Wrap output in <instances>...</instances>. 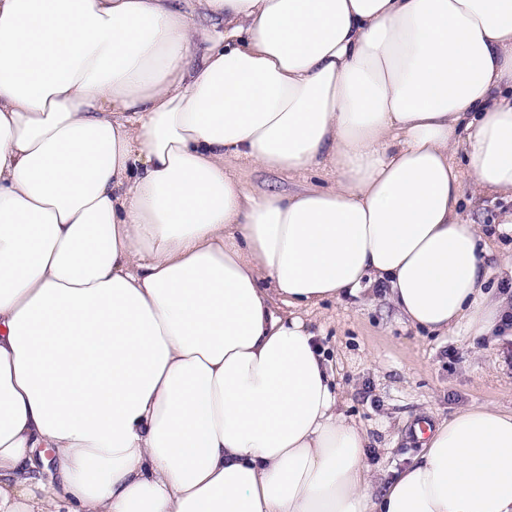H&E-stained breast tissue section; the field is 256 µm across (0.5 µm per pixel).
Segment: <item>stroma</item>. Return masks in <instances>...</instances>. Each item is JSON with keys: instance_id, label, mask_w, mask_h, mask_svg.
<instances>
[{"instance_id": "stroma-1", "label": "stroma", "mask_w": 512, "mask_h": 512, "mask_svg": "<svg viewBox=\"0 0 512 512\" xmlns=\"http://www.w3.org/2000/svg\"><path fill=\"white\" fill-rule=\"evenodd\" d=\"M236 174L257 191H297L329 185L320 171L288 175L242 167ZM309 318L323 328L346 413L370 436L368 465L403 469L420 452L417 421L449 418L470 404L512 409V338L463 329L436 336L404 322L387 302L346 297L325 301Z\"/></svg>"}]
</instances>
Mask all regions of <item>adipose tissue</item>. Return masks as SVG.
Segmentation results:
<instances>
[{
	"label": "adipose tissue",
	"instance_id": "ef3b65f1",
	"mask_svg": "<svg viewBox=\"0 0 512 512\" xmlns=\"http://www.w3.org/2000/svg\"><path fill=\"white\" fill-rule=\"evenodd\" d=\"M469 196L512 201V0H0V512H512V410L380 479L300 316L493 335ZM236 174L247 188L257 191H297L330 184L329 177L321 171L303 175H288V173L242 167L237 168Z\"/></svg>",
	"mask_w": 512,
	"mask_h": 512
}]
</instances>
